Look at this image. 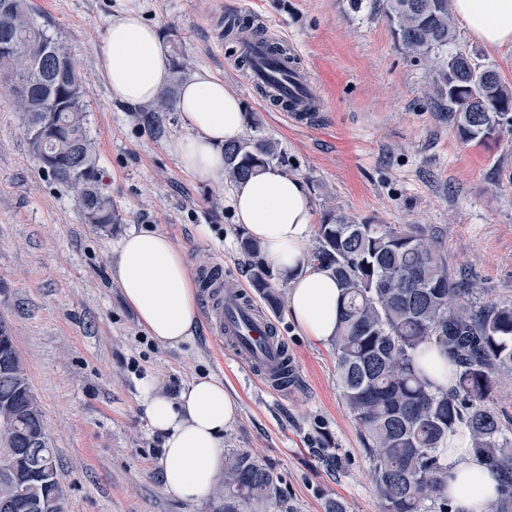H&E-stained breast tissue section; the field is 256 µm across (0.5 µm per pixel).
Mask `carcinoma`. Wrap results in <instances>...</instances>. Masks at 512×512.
Instances as JSON below:
<instances>
[{"mask_svg": "<svg viewBox=\"0 0 512 512\" xmlns=\"http://www.w3.org/2000/svg\"><path fill=\"white\" fill-rule=\"evenodd\" d=\"M388 21L398 47L435 71L428 96L448 113L459 138L480 143L512 134V87L457 44L452 0H350ZM30 0H0V87L19 112L29 152L59 185L71 187L85 223H112V197L99 186L97 157L86 122L83 79L68 49L30 19ZM173 87L158 111L176 102L174 86L187 64L171 46ZM274 143L253 137L224 144V177L235 184L278 158ZM253 259L250 286L277 310L274 269L246 237ZM311 264L342 288L334 344L337 385L354 415L372 465L382 512H448L444 464L448 437L468 436L471 450L499 479L497 512H512V440L494 407L498 377L512 374V302L475 297L469 278L418 224H369L338 209L325 211ZM435 342L456 367L455 386L429 389L417 367L421 349ZM18 412L19 432L0 425V495H17L22 477L38 461L27 457L25 434L36 432L54 454L43 412L31 391L10 327L0 321V417ZM224 512H256L279 497V480L245 451L224 453ZM28 497L37 512H61L57 475L34 483Z\"/></svg>", "mask_w": 512, "mask_h": 512, "instance_id": "carcinoma-1", "label": "carcinoma"}]
</instances>
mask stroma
<instances>
[{
    "label": "stroma",
    "instance_id": "1",
    "mask_svg": "<svg viewBox=\"0 0 512 512\" xmlns=\"http://www.w3.org/2000/svg\"><path fill=\"white\" fill-rule=\"evenodd\" d=\"M34 22L70 50L85 87L88 129L112 222L85 223L73 192L31 157L16 108L0 92V318L13 331L58 462L64 512H224L215 491L189 504L159 478L161 441L147 428L135 381L154 374L170 395L201 375L222 378L240 411L225 449L250 452L281 478L262 512H381L358 424L336 381L333 343H315L269 311L299 366L292 389L258 384L231 349L216 351L208 318L193 346L164 348L139 325L111 279L112 246L158 229L183 250L192 276L221 265L249 284L246 232L227 205L229 182L183 172L169 152L186 134L177 111L111 100L94 47L117 0H31ZM143 17L180 45L190 71L235 93L244 134L275 141L285 172L305 183L316 214L334 207L373 224H420L477 295L512 302V137L465 143L426 91L431 72L396 45L383 17L349 0H141ZM257 22L311 73L324 101L299 129L243 83L227 15ZM458 42L512 86V47L489 48L456 25Z\"/></svg>",
    "mask_w": 512,
    "mask_h": 512
}]
</instances>
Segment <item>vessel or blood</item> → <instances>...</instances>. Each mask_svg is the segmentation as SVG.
<instances>
[{"label": "vessel or blood", "mask_w": 512, "mask_h": 512, "mask_svg": "<svg viewBox=\"0 0 512 512\" xmlns=\"http://www.w3.org/2000/svg\"><path fill=\"white\" fill-rule=\"evenodd\" d=\"M270 40L252 31H244L237 40L240 60L248 72L251 87L262 93L263 100L282 112L290 124L311 126L314 115L308 110L311 77L299 67L282 73V65L271 50ZM211 300L209 319L218 339L230 345L238 361L267 390L278 391L282 371L296 372V364L286 361L288 345L276 336L270 319L251 302L238 280L216 274L207 280Z\"/></svg>", "instance_id": "vessel-or-blood-1"}]
</instances>
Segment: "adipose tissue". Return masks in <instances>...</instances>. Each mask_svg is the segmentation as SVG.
<instances>
[{
	"instance_id": "ef3b65f1",
	"label": "adipose tissue",
	"mask_w": 512,
	"mask_h": 512,
	"mask_svg": "<svg viewBox=\"0 0 512 512\" xmlns=\"http://www.w3.org/2000/svg\"><path fill=\"white\" fill-rule=\"evenodd\" d=\"M471 37L494 48L512 46V0H452ZM99 72L113 100L141 105L166 88L170 64L157 27L144 22L137 0H123L95 47ZM176 108L187 127L171 139L180 167L203 181L224 176V145L241 138L240 99L209 71L198 72L178 92ZM229 205L237 223L257 241L262 256L288 278L289 318L304 336L326 343L336 333L341 290L329 274L307 263L314 224L310 193L298 176L270 164L235 184ZM111 278L141 327L164 348L193 342L198 330V285L184 253L160 230L132 231L112 248ZM137 400L162 446L161 479L175 498H209L224 470V432L239 414L222 380L201 376L177 396L161 390L153 374L137 382ZM447 494L457 512H490L498 479L453 437L445 458Z\"/></svg>"
}]
</instances>
